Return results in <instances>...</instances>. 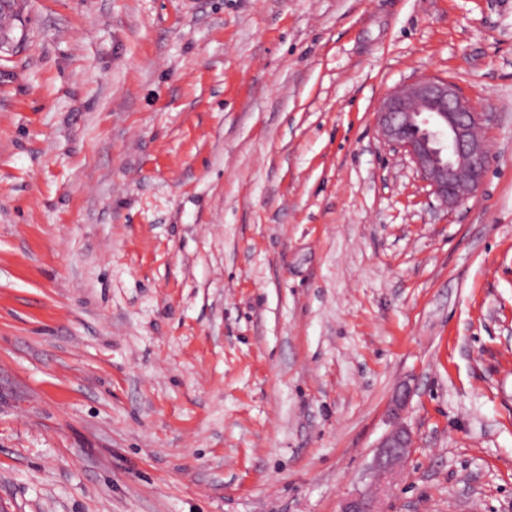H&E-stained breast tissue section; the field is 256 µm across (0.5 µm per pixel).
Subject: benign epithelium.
<instances>
[{
	"label": "benign epithelium",
	"instance_id": "1",
	"mask_svg": "<svg viewBox=\"0 0 512 512\" xmlns=\"http://www.w3.org/2000/svg\"><path fill=\"white\" fill-rule=\"evenodd\" d=\"M485 117L453 83L421 77L389 91L376 121L380 138L412 162L419 178L446 209L470 199L484 181L491 154L479 136ZM407 430L397 427L379 444L378 475L390 480L394 465L409 452ZM341 512H380L375 499L347 500Z\"/></svg>",
	"mask_w": 512,
	"mask_h": 512
}]
</instances>
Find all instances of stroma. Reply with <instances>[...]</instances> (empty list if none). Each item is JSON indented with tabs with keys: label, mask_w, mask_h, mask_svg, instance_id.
Wrapping results in <instances>:
<instances>
[{
	"label": "stroma",
	"mask_w": 512,
	"mask_h": 512,
	"mask_svg": "<svg viewBox=\"0 0 512 512\" xmlns=\"http://www.w3.org/2000/svg\"><path fill=\"white\" fill-rule=\"evenodd\" d=\"M0 51V506L512 512V0H18ZM488 120L439 208L375 113ZM411 439L407 430L397 427L387 434L379 444L375 465L378 475L390 480L396 474L394 465L409 452Z\"/></svg>",
	"instance_id": "obj_1"
}]
</instances>
